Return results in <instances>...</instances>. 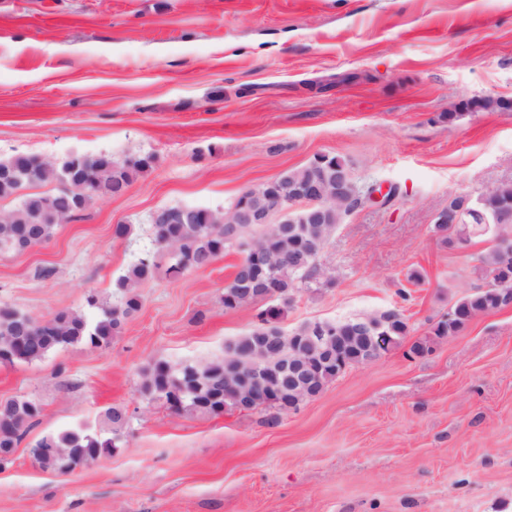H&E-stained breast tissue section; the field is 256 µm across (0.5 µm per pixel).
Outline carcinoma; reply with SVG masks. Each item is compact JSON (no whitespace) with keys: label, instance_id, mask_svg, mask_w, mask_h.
<instances>
[{"label":"carcinoma","instance_id":"obj_1","mask_svg":"<svg viewBox=\"0 0 512 512\" xmlns=\"http://www.w3.org/2000/svg\"><path fill=\"white\" fill-rule=\"evenodd\" d=\"M153 154L114 159L109 154L88 156L72 154L70 165L32 155H15L0 158V169L10 172L14 179L0 180V199L14 197L16 206L0 209V253H21L34 245L32 235L44 244L51 240L56 228L81 217L97 199L120 197L133 178L154 167ZM341 174L354 183L346 163L336 155L314 166L310 163L290 169L280 175L277 183L284 186L312 184L317 193H330L336 188V175ZM38 183H55L53 192L18 191ZM357 204L340 203L325 210L323 218L312 221L308 207L295 214L288 224H226L224 214L201 208H172L174 219L165 224H152L154 240L158 247L169 254L167 273L180 278L186 273L205 267V261H215L228 248L235 247L248 260L251 250L263 255L269 284L281 295L290 297L302 288L320 283L324 271L317 263L336 226ZM465 208L468 217L453 224L447 213L436 219L434 228L438 239L446 244L452 239L465 244L475 235L493 234V246L478 258V269L489 279L483 290L453 303L448 314L437 321L430 336L412 344L409 354L422 357L432 351L435 340L458 334L465 325L480 314L504 307L497 292L512 289V183L494 189L487 197L468 200L462 196L448 201V213ZM156 267L155 256L149 252L140 255L118 280L117 287L124 291L121 301L110 308L103 307L94 293L86 297L91 309L101 310V316L91 320L86 314L60 310L44 318H35L7 304L0 305V350L9 357L4 365L40 361L52 352L68 345L83 343L95 348H107L112 339L120 335L130 317L141 308L136 286L149 280ZM254 288L251 279L244 276V269H236L224 286L223 303L226 309H236L255 303L252 297L236 290ZM282 309H259L258 323L246 334L228 344L224 356L205 362L184 363L179 366L157 361L144 372L141 390L152 400L169 403L175 399L178 411L208 415H221L229 408H239V397L246 392L258 391L251 383L242 363L268 345V336L278 328ZM361 318L328 322V336H345L354 340ZM409 326L397 311L380 314L377 327L363 337L366 349L383 357L398 347L407 336ZM317 335L313 323L308 322L285 333L279 342L280 354L288 356V337L301 343ZM278 392L270 407L278 410H295L302 403L288 390V374L276 378ZM41 406L30 398H13L0 402V465L11 461L15 448L39 420ZM112 425V437L101 440L98 436L81 430L44 434L34 440V447L42 449L34 463L43 471L70 472L78 466H88L108 456L119 447L121 430L129 421L128 413L114 407L107 412Z\"/></svg>","mask_w":512,"mask_h":512}]
</instances>
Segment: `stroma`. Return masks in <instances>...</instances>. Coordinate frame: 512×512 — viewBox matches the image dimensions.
<instances>
[{"label": "stroma", "mask_w": 512, "mask_h": 512, "mask_svg": "<svg viewBox=\"0 0 512 512\" xmlns=\"http://www.w3.org/2000/svg\"><path fill=\"white\" fill-rule=\"evenodd\" d=\"M471 99L512 101V0H0V157L157 158L123 196L0 256V303L36 318L91 292L119 303L154 210L226 209L330 154L397 195L337 226L320 259L332 283L297 290L282 327L396 310L426 336L485 288L492 245L442 244L437 213L512 182V108ZM240 259L178 279L158 267L109 347L0 365V401L41 406L30 438H107L109 408L130 416L111 456L66 474L20 444L0 512H512V305L425 356L403 344L350 368L294 410L177 415L143 398L150 363L221 356L255 325L257 306L222 302Z\"/></svg>", "instance_id": "35a3bbf8"}]
</instances>
